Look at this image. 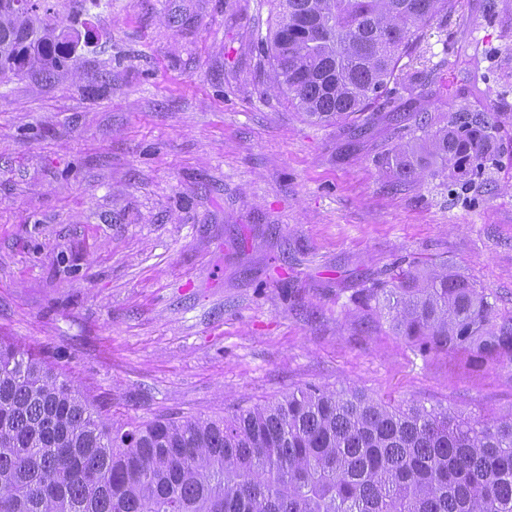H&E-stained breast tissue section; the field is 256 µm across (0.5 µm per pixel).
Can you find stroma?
I'll return each mask as SVG.
<instances>
[{
	"mask_svg": "<svg viewBox=\"0 0 512 512\" xmlns=\"http://www.w3.org/2000/svg\"><path fill=\"white\" fill-rule=\"evenodd\" d=\"M274 0H100L64 79L0 83V338L113 421L217 418L355 387L475 418L512 371L420 354L351 296L448 263L512 311V0H459L373 121L319 124L274 88ZM497 112L484 175L400 188L378 161L418 114Z\"/></svg>",
	"mask_w": 512,
	"mask_h": 512,
	"instance_id": "1",
	"label": "stroma"
}]
</instances>
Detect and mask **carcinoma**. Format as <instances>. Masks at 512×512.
<instances>
[{
	"instance_id": "1",
	"label": "carcinoma",
	"mask_w": 512,
	"mask_h": 512,
	"mask_svg": "<svg viewBox=\"0 0 512 512\" xmlns=\"http://www.w3.org/2000/svg\"><path fill=\"white\" fill-rule=\"evenodd\" d=\"M458 0H276L265 57L278 92L316 122L368 123L401 60ZM99 0L0 4V82L63 77L71 16ZM497 117L419 119L381 162L410 186L494 159ZM352 302L381 306L420 350L512 368V312L443 264L411 262ZM0 512H512V411L476 419L309 385L218 419L112 422L24 347L0 338Z\"/></svg>"
}]
</instances>
